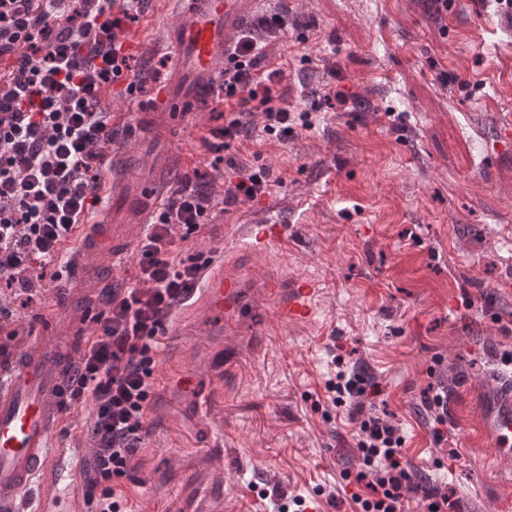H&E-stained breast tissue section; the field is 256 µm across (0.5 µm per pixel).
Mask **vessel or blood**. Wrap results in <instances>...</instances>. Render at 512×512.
Wrapping results in <instances>:
<instances>
[{"mask_svg":"<svg viewBox=\"0 0 512 512\" xmlns=\"http://www.w3.org/2000/svg\"><path fill=\"white\" fill-rule=\"evenodd\" d=\"M259 2L156 0L157 11L174 15L163 44L177 53L179 66L159 93L154 112L167 117L208 96L232 51L234 33ZM114 234L108 224L82 225L81 237L68 254L73 271L81 275V294L96 288V281L87 275L89 262L109 250ZM281 239L280 225L254 224L246 245L259 253ZM200 285L206 315H237L240 285L226 277L223 268H205ZM267 293L276 303L278 323H305L313 315L319 286L310 278H297L287 284L271 281ZM66 365L64 349L37 342L20 352L10 380L0 382V512H23L21 505L29 499L42 474L51 473L58 481L67 482L79 466L82 449L53 444L67 400ZM476 437L491 441L490 449L478 457L485 465L493 463L495 450L512 446V392L505 394L495 410L483 413L476 425Z\"/></svg>","mask_w":512,"mask_h":512,"instance_id":"b4317fda","label":"vessel or blood"}]
</instances>
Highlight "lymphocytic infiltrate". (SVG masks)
Wrapping results in <instances>:
<instances>
[{"label":"lymphocytic infiltrate","mask_w":512,"mask_h":512,"mask_svg":"<svg viewBox=\"0 0 512 512\" xmlns=\"http://www.w3.org/2000/svg\"><path fill=\"white\" fill-rule=\"evenodd\" d=\"M145 0H0V372L9 364L16 331L11 304L29 305L42 289L32 271L65 263L66 243L93 223L103 188V151L115 140L105 90H142L150 71H133L125 37ZM287 25L280 13L262 14L238 36L215 96L224 122L201 142L221 152L262 133L287 142L296 127H312L310 113L291 112L279 87L280 67L258 70L268 39ZM271 190L266 168L242 165L223 180L184 174L152 216L131 259L134 283L107 289L94 316L96 330L67 381L69 402L91 410L93 476L83 490L84 512H126L117 487L131 479L146 435L154 393L156 349L164 320L187 303L202 269L180 259L188 242L223 205ZM397 426L374 413L359 421L357 450L362 492L357 512H411L409 493L422 494V512H452L440 489L417 490Z\"/></svg>","instance_id":"f902f5d3"}]
</instances>
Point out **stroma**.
I'll list each match as a JSON object with an SVG mask.
<instances>
[{"label":"stroma","mask_w":512,"mask_h":512,"mask_svg":"<svg viewBox=\"0 0 512 512\" xmlns=\"http://www.w3.org/2000/svg\"><path fill=\"white\" fill-rule=\"evenodd\" d=\"M285 33L271 40L280 89L316 117L288 142L241 140L224 150L222 171L245 162L275 185L240 199L196 237L203 256H223L244 278V309L211 330L196 301L178 308L158 348L149 435L129 501L140 512H270L264 491L318 499L320 512H351L344 473H357L356 407L400 428L418 478L448 492L456 512H512V454L480 465L471 433L502 394L497 358L512 351V150L490 152L512 120V22L482 0H273ZM167 16L145 9L126 37L131 66L169 78L177 62L157 44ZM335 62L330 74L326 62ZM354 96L328 104L324 88ZM123 109L105 150L131 173L120 197L104 194L99 221L115 224L116 252L132 255L141 237L140 190L172 191L196 168L212 174L201 138L223 124L222 105L205 99L164 129L118 89L103 100ZM276 222L282 244L251 253L245 224ZM311 277L322 291L306 324H279L262 282ZM63 269L41 299L14 306L21 346H83L67 336L73 315L97 298L74 291ZM231 360L223 382L218 361ZM363 369L371 390L339 406L325 385L337 363ZM193 373L192 390L177 382ZM448 392V439L435 443L433 413L421 396ZM210 401L197 418L194 399ZM222 452H214L216 438Z\"/></svg>","instance_id":"1"}]
</instances>
